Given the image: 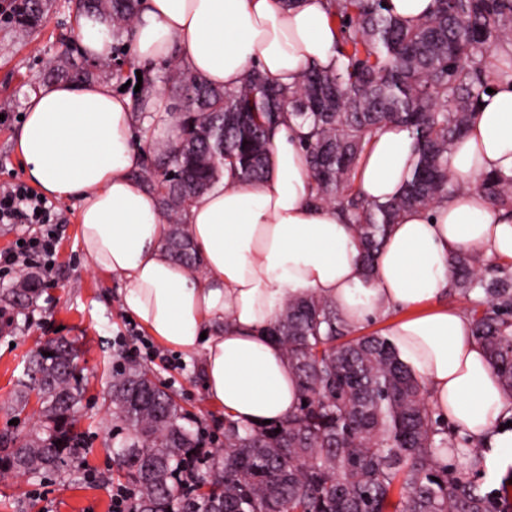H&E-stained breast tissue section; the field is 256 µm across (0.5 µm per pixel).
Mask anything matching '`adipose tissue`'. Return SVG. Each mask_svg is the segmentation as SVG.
<instances>
[{"instance_id":"1","label":"adipose tissue","mask_w":512,"mask_h":512,"mask_svg":"<svg viewBox=\"0 0 512 512\" xmlns=\"http://www.w3.org/2000/svg\"><path fill=\"white\" fill-rule=\"evenodd\" d=\"M338 37L325 0H142L133 53L145 65L177 59L208 84L232 89L250 68L272 84L298 85L330 69ZM488 64L498 78L449 158L460 191L406 213L389 232L373 274L357 259V230L314 184L295 120L282 117L271 170L261 180H221L194 198L183 233L200 264L175 262L158 198L136 179L156 129L129 98L100 82L52 83L26 104L16 149L31 184L79 205L86 265L124 282L123 306L156 340L201 355L206 399L235 419L279 422L296 412L298 382L267 336L286 300L317 296L352 328L393 308L431 303L388 332L401 361L425 383L434 413L470 439L512 457V396L502 390L471 321L443 304L448 260L468 251L512 259V210L477 189L484 175L512 176V46ZM415 162L413 139L382 127L356 170L365 199L399 195Z\"/></svg>"}]
</instances>
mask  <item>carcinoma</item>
I'll return each instance as SVG.
<instances>
[{
    "instance_id": "obj_1",
    "label": "carcinoma",
    "mask_w": 512,
    "mask_h": 512,
    "mask_svg": "<svg viewBox=\"0 0 512 512\" xmlns=\"http://www.w3.org/2000/svg\"><path fill=\"white\" fill-rule=\"evenodd\" d=\"M141 0H71L75 17L96 14L112 26V58L99 67L127 82L133 23ZM389 0H328L340 39L336 64L311 69L286 90L257 70L234 89L214 87L191 71L162 68L142 77L133 93L142 106L160 84L178 92L174 138L183 144L171 161L151 153L139 175L172 220L166 247L175 260L198 257L179 230L192 199L224 174L257 181L269 171L271 132L284 111L308 125L303 145L316 200L335 203L358 231L359 258L372 271L392 225L412 209L430 208L461 190L448 172V153L467 133L487 89L489 54L512 45V0H436L413 26L386 6ZM43 0H22L15 20L38 25ZM65 64L45 79L85 81L93 72L78 41L63 39ZM394 124L414 139L415 164L400 195L368 202L355 187L358 161L375 131ZM479 188L495 205L512 206V177L484 176ZM453 287L470 298L473 335L486 350L503 390L512 395V276L482 275L480 257L452 258ZM35 288L9 289L0 302L27 307ZM298 378L300 400L287 420L258 426L224 416V447L202 452V435L186 426L175 392L150 369L130 361L112 374V417L128 430L115 455L137 491L132 512H512V485L482 492L473 476L485 467V447L465 441L432 418L427 390L397 357L388 338L349 337L325 299L288 301L268 329ZM49 355H44V352ZM74 342L56 340L29 360L16 402L31 391L41 425L24 437L0 435V471L39 474L69 465L83 377L72 371ZM465 456L469 471L448 464V451ZM398 499L392 500L394 488Z\"/></svg>"
}]
</instances>
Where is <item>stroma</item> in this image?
I'll use <instances>...</instances> for the list:
<instances>
[{
    "label": "stroma",
    "instance_id": "35a3bbf8",
    "mask_svg": "<svg viewBox=\"0 0 512 512\" xmlns=\"http://www.w3.org/2000/svg\"><path fill=\"white\" fill-rule=\"evenodd\" d=\"M12 3L0 0V113L11 116L0 125V188L25 179L15 150L19 117L29 97L43 86L46 68L60 61L59 23L70 17L67 0H50L41 25L24 28L9 16ZM63 217L54 264L41 279L36 301L23 310L0 309V434L24 436L38 426L37 402L15 409L17 384L26 378L30 352L62 335L76 340L81 352L85 397L75 433L82 448L75 466L63 472L0 477V512H111L107 487L125 481L111 451L116 438L110 405L112 372L124 360L119 339L128 329L124 285L87 268L76 202L65 203ZM139 361L170 385L179 404L197 417L207 447L221 446L224 411L206 400L199 357H185L158 343ZM90 472L98 486L87 483Z\"/></svg>",
    "mask_w": 512,
    "mask_h": 512
}]
</instances>
